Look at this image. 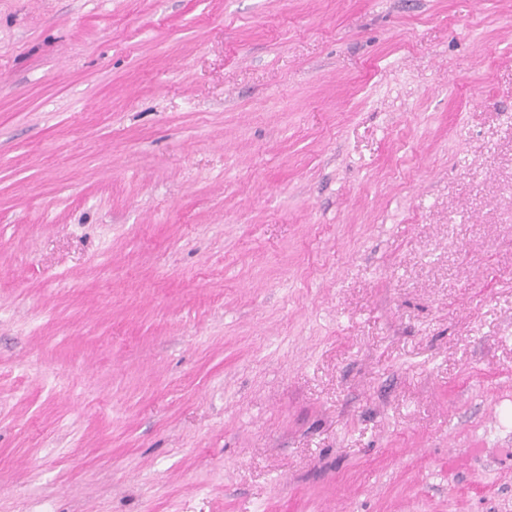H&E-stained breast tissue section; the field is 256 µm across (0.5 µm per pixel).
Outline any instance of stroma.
<instances>
[{
  "label": "stroma",
  "instance_id": "35a3bbf8",
  "mask_svg": "<svg viewBox=\"0 0 512 512\" xmlns=\"http://www.w3.org/2000/svg\"><path fill=\"white\" fill-rule=\"evenodd\" d=\"M0 512H512V0H0Z\"/></svg>",
  "mask_w": 512,
  "mask_h": 512
}]
</instances>
